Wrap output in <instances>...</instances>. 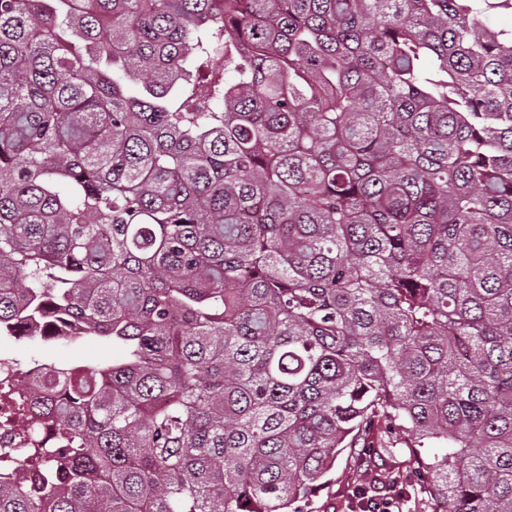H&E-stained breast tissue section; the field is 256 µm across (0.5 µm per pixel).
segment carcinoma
<instances>
[{"mask_svg": "<svg viewBox=\"0 0 512 512\" xmlns=\"http://www.w3.org/2000/svg\"><path fill=\"white\" fill-rule=\"evenodd\" d=\"M502 13L0 0V336L122 351L41 363L0 512H303L352 448L512 512Z\"/></svg>", "mask_w": 512, "mask_h": 512, "instance_id": "obj_1", "label": "carcinoma"}]
</instances>
